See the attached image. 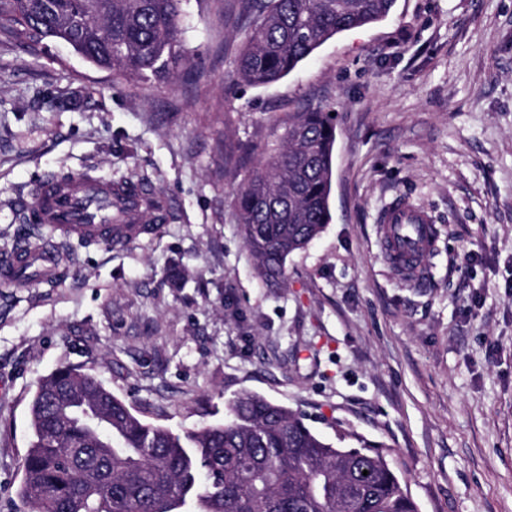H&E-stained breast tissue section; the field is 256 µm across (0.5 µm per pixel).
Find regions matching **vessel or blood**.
Segmentation results:
<instances>
[{
    "label": "vessel or blood",
    "mask_w": 512,
    "mask_h": 512,
    "mask_svg": "<svg viewBox=\"0 0 512 512\" xmlns=\"http://www.w3.org/2000/svg\"><path fill=\"white\" fill-rule=\"evenodd\" d=\"M40 220L64 241L123 245L154 235L163 205L144 192L131 197L111 183L90 181L86 174L71 175L65 181L41 186L35 200ZM382 256L411 278L418 277L422 263L417 256L432 246L433 221L428 211L398 198L380 217ZM35 270L44 280L61 279L65 271L57 252L28 241L20 242L0 260V286L19 285L22 275Z\"/></svg>",
    "instance_id": "1"
}]
</instances>
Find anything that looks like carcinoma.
Returning a JSON list of instances; mask_svg holds the SVG:
<instances>
[{
  "label": "carcinoma",
  "instance_id": "obj_1",
  "mask_svg": "<svg viewBox=\"0 0 512 512\" xmlns=\"http://www.w3.org/2000/svg\"><path fill=\"white\" fill-rule=\"evenodd\" d=\"M181 0H0V34L69 44L98 69L160 75L182 60ZM396 0H241L259 12L237 74L276 82L337 34L386 19ZM335 125L300 112L235 209L265 284L329 223ZM230 418L176 433L139 418L96 376L61 366L32 395L20 495L32 512H418L382 452L336 448L253 392ZM368 475H363V471Z\"/></svg>",
  "mask_w": 512,
  "mask_h": 512
}]
</instances>
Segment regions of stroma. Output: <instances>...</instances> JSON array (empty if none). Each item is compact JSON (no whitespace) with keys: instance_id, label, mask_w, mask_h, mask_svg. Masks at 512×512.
<instances>
[{"instance_id":"1","label":"stroma","mask_w":512,"mask_h":512,"mask_svg":"<svg viewBox=\"0 0 512 512\" xmlns=\"http://www.w3.org/2000/svg\"><path fill=\"white\" fill-rule=\"evenodd\" d=\"M248 26L240 0H182L163 79L0 40V258L46 238L22 212L51 174L133 180L169 214L121 248L56 243L65 280L0 287V512H30L29 404L65 365L175 431L255 392L382 449L419 512H512V0H396L265 87L238 79ZM317 107L331 220L270 287L234 199ZM399 197L437 228L417 281L380 252Z\"/></svg>"}]
</instances>
